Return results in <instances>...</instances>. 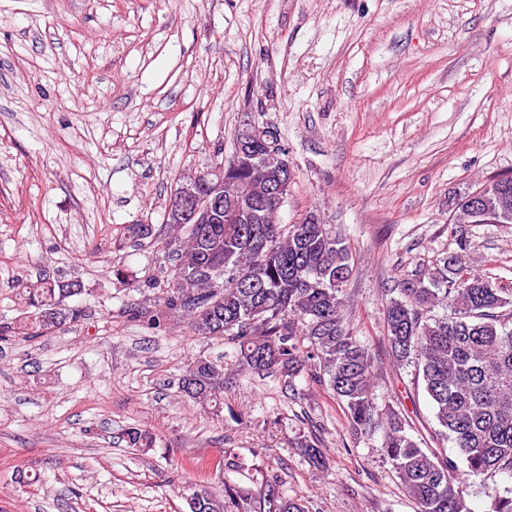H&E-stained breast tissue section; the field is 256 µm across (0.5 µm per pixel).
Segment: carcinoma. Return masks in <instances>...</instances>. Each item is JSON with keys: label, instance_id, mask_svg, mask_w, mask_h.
I'll return each instance as SVG.
<instances>
[{"label": "carcinoma", "instance_id": "obj_1", "mask_svg": "<svg viewBox=\"0 0 512 512\" xmlns=\"http://www.w3.org/2000/svg\"><path fill=\"white\" fill-rule=\"evenodd\" d=\"M280 175L275 163L225 164L222 213L205 224L168 225L163 248L173 273L163 288L150 280L134 287L153 297L146 306L130 304L127 316L164 332L176 319L193 336L233 345L192 359L178 379L200 408L219 409L237 372L276 375L294 391L305 370L341 406L354 435L380 434L416 512H470L455 478L459 465L512 478V292L472 272L457 254L398 280L397 296L384 308L390 361L414 368L434 408L432 440L452 442L456 455L428 447L404 415L376 402L372 355L343 313L353 273L345 242L313 212L286 225L269 206L266 223L239 222L242 212L264 203ZM456 205L458 224L512 212V178ZM123 235L141 242L153 228L128 224ZM80 292L49 278L25 286L21 317L0 323V341L35 343L82 322L87 309L65 303ZM122 440L142 454L155 445L153 433L138 427L125 429ZM277 487L278 477L266 475L249 491L227 482L218 490L202 483L184 490L198 503L194 512H266L262 494ZM490 498V512H512V495L494 490Z\"/></svg>", "mask_w": 512, "mask_h": 512}]
</instances>
